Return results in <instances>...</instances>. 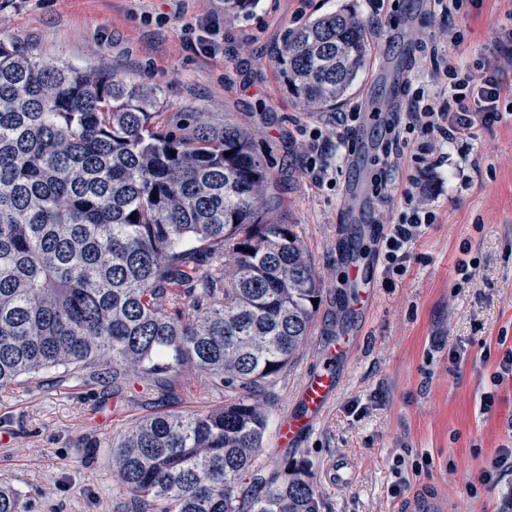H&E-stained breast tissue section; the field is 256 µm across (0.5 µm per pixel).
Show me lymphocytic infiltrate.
Listing matches in <instances>:
<instances>
[{
    "mask_svg": "<svg viewBox=\"0 0 512 512\" xmlns=\"http://www.w3.org/2000/svg\"><path fill=\"white\" fill-rule=\"evenodd\" d=\"M220 33V24L209 10H200L194 25L188 28L186 45L203 56L216 54L224 48ZM466 36V31L459 29L427 45L430 77L407 81L406 107L384 118L379 152L374 158L376 196L390 197L400 174L426 162L429 156L442 153L448 145L473 138L476 127L500 123L512 114V71L502 66L503 61L512 62V29L504 31L498 41L500 63L488 65L479 78L448 55L449 44L462 43ZM362 110V102L356 100L337 113L334 142L316 135L305 140L304 150L312 161L310 172L315 183H330L342 172L352 154L353 124L360 119ZM417 133L422 134V141H414ZM403 198L402 219L389 225L384 235L388 259L395 266L403 264L408 245L437 219L434 211L416 203L413 191H404Z\"/></svg>",
    "mask_w": 512,
    "mask_h": 512,
    "instance_id": "obj_1",
    "label": "lymphocytic infiltrate"
}]
</instances>
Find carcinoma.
Instances as JSON below:
<instances>
[{"label":"carcinoma","mask_w":512,"mask_h":512,"mask_svg":"<svg viewBox=\"0 0 512 512\" xmlns=\"http://www.w3.org/2000/svg\"><path fill=\"white\" fill-rule=\"evenodd\" d=\"M369 50L341 9L289 31L276 60L289 97L332 112ZM156 97L0 39V388L191 369L232 395L136 421L112 449L118 490L149 512H323L298 463L237 494L263 447L266 383L311 335L322 281L295 225L273 220L256 132L212 112L163 128ZM0 512H29L7 482Z\"/></svg>","instance_id":"cac0c4a2"}]
</instances>
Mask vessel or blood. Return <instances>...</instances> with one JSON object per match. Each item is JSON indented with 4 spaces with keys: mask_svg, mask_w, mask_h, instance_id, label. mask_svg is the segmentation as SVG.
Returning a JSON list of instances; mask_svg holds the SVG:
<instances>
[{
    "mask_svg": "<svg viewBox=\"0 0 512 512\" xmlns=\"http://www.w3.org/2000/svg\"><path fill=\"white\" fill-rule=\"evenodd\" d=\"M336 388L333 364H326L321 370L309 375L298 393V411L283 416L276 428L277 445L282 448L291 446L308 432L332 399ZM399 512H445V505L440 498L418 495L401 503Z\"/></svg>",
    "mask_w": 512,
    "mask_h": 512,
    "instance_id": "b4317fda",
    "label": "vessel or blood"
}]
</instances>
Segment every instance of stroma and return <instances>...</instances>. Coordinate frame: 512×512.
<instances>
[{
  "instance_id": "35a3bbf8",
  "label": "stroma",
  "mask_w": 512,
  "mask_h": 512,
  "mask_svg": "<svg viewBox=\"0 0 512 512\" xmlns=\"http://www.w3.org/2000/svg\"><path fill=\"white\" fill-rule=\"evenodd\" d=\"M342 5L368 27L372 51L354 93L368 111L404 104L407 79L430 67L422 40L467 30L448 51L479 74L512 22V0H482L453 17L428 15L423 0H393L378 21L369 0H258L239 17L209 0L224 52L206 58L183 47L197 0H0V38L47 62L106 66L157 87L156 109L169 120L229 112L258 130L279 186L276 217L295 225L324 290L308 341L267 388L268 429L254 473L305 463L323 512H397L420 490L443 498L449 512H503L512 465L493 462L512 444V380L498 383L494 374L512 350V123L477 128L471 147L449 148L440 167L424 163L399 176L439 218L409 246L404 271L389 272L379 236L403 208L398 197L369 192L379 122L360 119L336 185L315 184L301 144L305 133L326 131L332 115L288 97L275 62L295 11L309 19ZM353 264L371 279L367 299L348 276ZM339 337L353 346L334 400L295 447H276L278 422L297 409L300 385ZM489 394L494 404L485 411ZM166 396L172 411L187 413L223 405L225 392L189 371L159 383L78 386L48 375L0 391V479L23 492L32 512H131L112 485V441ZM339 458L355 473L343 488L327 480ZM487 473L491 481L481 483Z\"/></svg>"
}]
</instances>
